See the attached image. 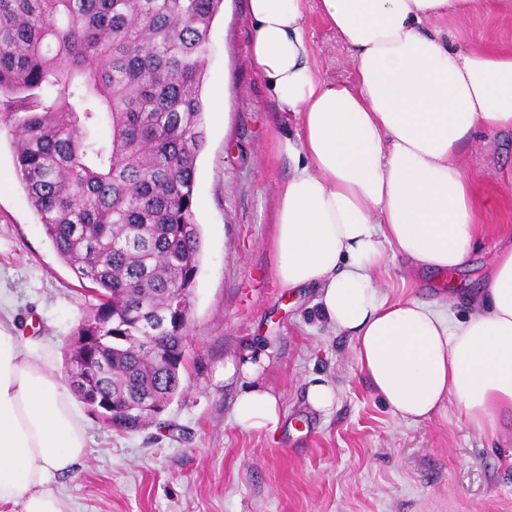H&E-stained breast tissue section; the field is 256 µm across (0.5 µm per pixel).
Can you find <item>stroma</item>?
Listing matches in <instances>:
<instances>
[{
    "label": "stroma",
    "instance_id": "1",
    "mask_svg": "<svg viewBox=\"0 0 512 512\" xmlns=\"http://www.w3.org/2000/svg\"><path fill=\"white\" fill-rule=\"evenodd\" d=\"M448 30L469 46L512 49L509 17L452 19ZM306 35L326 78H352L348 49L316 10ZM212 36L202 96L224 95L225 107L203 117L201 254L182 390L135 431L87 413V455L59 484L70 512H512V410L499 414L493 432L468 425L453 399L419 422L394 416L361 372L353 340L320 320L318 289L280 288L268 242L288 161L272 145L296 138L298 127L277 112L252 67L247 0H228ZM461 164L476 191L479 228L448 303L457 318L484 288L500 239L512 234V133L481 132ZM381 284L392 298H441L397 258ZM97 303L46 238L0 128V320H12L19 340L46 343L62 373L72 334ZM248 350L265 355L262 381L282 402L284 421L271 436L232 419L245 382L225 378L224 365ZM317 376L336 387L327 414L306 399Z\"/></svg>",
    "mask_w": 512,
    "mask_h": 512
}]
</instances>
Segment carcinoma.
Wrapping results in <instances>:
<instances>
[{"mask_svg":"<svg viewBox=\"0 0 512 512\" xmlns=\"http://www.w3.org/2000/svg\"><path fill=\"white\" fill-rule=\"evenodd\" d=\"M223 0H0V121L43 232L99 304L68 347L71 390L109 424L181 388L183 290L200 262L201 83Z\"/></svg>","mask_w":512,"mask_h":512,"instance_id":"cac0c4a2","label":"carcinoma"}]
</instances>
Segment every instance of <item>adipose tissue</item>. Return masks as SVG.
I'll return each mask as SVG.
<instances>
[{
  "label": "adipose tissue",
  "instance_id": "1",
  "mask_svg": "<svg viewBox=\"0 0 512 512\" xmlns=\"http://www.w3.org/2000/svg\"><path fill=\"white\" fill-rule=\"evenodd\" d=\"M351 52L350 82L311 61L309 8ZM252 65L297 140L279 152L271 247L280 287H320L322 319L355 342L361 371L393 414L415 421L448 398L477 430L512 408V245L496 254L484 296L460 321L376 280L387 253L444 282L476 236L474 186L458 164L479 128L512 129V50L450 45L448 17H512V0H248ZM48 348L0 325V507L68 512L61 478L87 452L85 418ZM260 362L228 363L248 385L233 405L242 430L272 435L280 398Z\"/></svg>",
  "mask_w": 512,
  "mask_h": 512
}]
</instances>
